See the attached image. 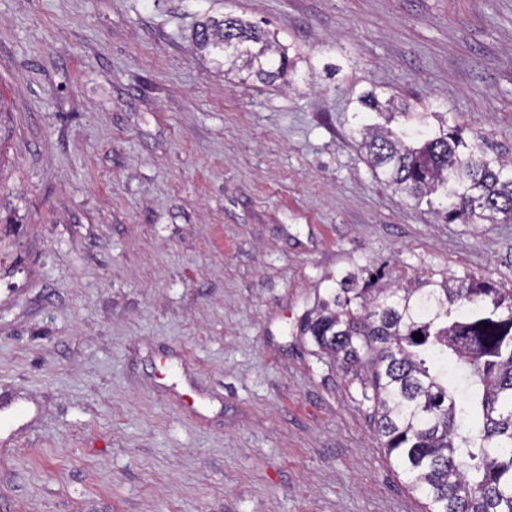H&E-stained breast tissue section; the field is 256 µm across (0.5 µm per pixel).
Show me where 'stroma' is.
<instances>
[{"label":"stroma","mask_w":512,"mask_h":512,"mask_svg":"<svg viewBox=\"0 0 512 512\" xmlns=\"http://www.w3.org/2000/svg\"><path fill=\"white\" fill-rule=\"evenodd\" d=\"M228 13L289 83L194 49ZM376 86L512 157V0H0V512H424L300 322L363 267L512 289V224L375 177Z\"/></svg>","instance_id":"obj_1"}]
</instances>
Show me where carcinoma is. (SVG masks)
<instances>
[{
    "instance_id": "carcinoma-1",
    "label": "carcinoma",
    "mask_w": 512,
    "mask_h": 512,
    "mask_svg": "<svg viewBox=\"0 0 512 512\" xmlns=\"http://www.w3.org/2000/svg\"><path fill=\"white\" fill-rule=\"evenodd\" d=\"M194 42L225 71L288 81L296 61L260 26L226 15ZM359 130L375 174L446 224H512V160L449 116L360 92ZM336 281L300 326L372 403L375 432L425 512H512V292L488 279L444 278L402 293ZM423 335L422 340L413 337ZM451 365L459 377L448 378Z\"/></svg>"
}]
</instances>
